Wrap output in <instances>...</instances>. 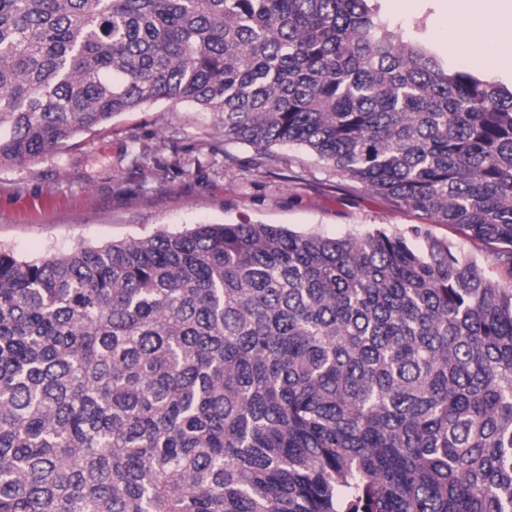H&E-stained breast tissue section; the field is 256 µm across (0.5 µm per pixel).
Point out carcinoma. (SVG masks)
<instances>
[{
	"label": "carcinoma",
	"mask_w": 512,
	"mask_h": 512,
	"mask_svg": "<svg viewBox=\"0 0 512 512\" xmlns=\"http://www.w3.org/2000/svg\"><path fill=\"white\" fill-rule=\"evenodd\" d=\"M160 100L481 244L270 224L0 250V512H512V88L372 0H0V166Z\"/></svg>",
	"instance_id": "1"
}]
</instances>
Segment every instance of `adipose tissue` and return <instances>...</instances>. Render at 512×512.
I'll use <instances>...</instances> for the list:
<instances>
[{
  "instance_id": "adipose-tissue-1",
  "label": "adipose tissue",
  "mask_w": 512,
  "mask_h": 512,
  "mask_svg": "<svg viewBox=\"0 0 512 512\" xmlns=\"http://www.w3.org/2000/svg\"><path fill=\"white\" fill-rule=\"evenodd\" d=\"M443 29L477 65L512 70V10L500 9L495 0H445Z\"/></svg>"
}]
</instances>
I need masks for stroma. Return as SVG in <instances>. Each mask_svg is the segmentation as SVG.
I'll list each match as a JSON object with an SVG mask.
<instances>
[{"mask_svg":"<svg viewBox=\"0 0 512 512\" xmlns=\"http://www.w3.org/2000/svg\"><path fill=\"white\" fill-rule=\"evenodd\" d=\"M378 6L405 38L472 68L469 58L449 52L438 0H378ZM241 222L332 238L421 225L477 257L487 277L501 276L454 227L365 190L303 149L262 154L225 142L217 117L183 103L161 100L121 113L36 160L0 167V250L22 259Z\"/></svg>","mask_w":512,"mask_h":512,"instance_id":"stroma-1","label":"stroma"}]
</instances>
